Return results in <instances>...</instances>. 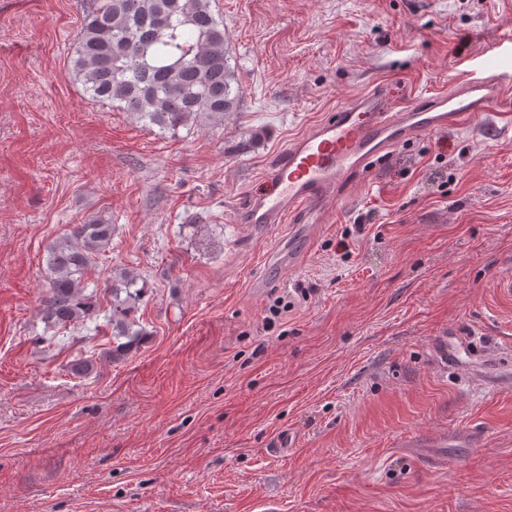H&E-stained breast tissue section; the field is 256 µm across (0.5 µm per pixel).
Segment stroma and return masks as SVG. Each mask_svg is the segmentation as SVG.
Wrapping results in <instances>:
<instances>
[{"label": "stroma", "mask_w": 512, "mask_h": 512, "mask_svg": "<svg viewBox=\"0 0 512 512\" xmlns=\"http://www.w3.org/2000/svg\"><path fill=\"white\" fill-rule=\"evenodd\" d=\"M89 6L0 0V512H512V130L407 140L309 236L241 219L290 139L382 85L447 91L512 0H211L237 107L175 136L71 77ZM93 216L101 308L147 283L120 360L38 313Z\"/></svg>", "instance_id": "35a3bbf8"}]
</instances>
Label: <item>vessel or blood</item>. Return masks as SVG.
Returning a JSON list of instances; mask_svg holds the SVG:
<instances>
[{
	"instance_id": "1",
	"label": "vessel or blood",
	"mask_w": 512,
	"mask_h": 512,
	"mask_svg": "<svg viewBox=\"0 0 512 512\" xmlns=\"http://www.w3.org/2000/svg\"><path fill=\"white\" fill-rule=\"evenodd\" d=\"M512 123V72L474 63L446 92L400 104L384 89L357 96L292 139L249 195L245 223L260 228L323 224L328 202L343 205L348 189L410 137L481 127L486 115Z\"/></svg>"
}]
</instances>
